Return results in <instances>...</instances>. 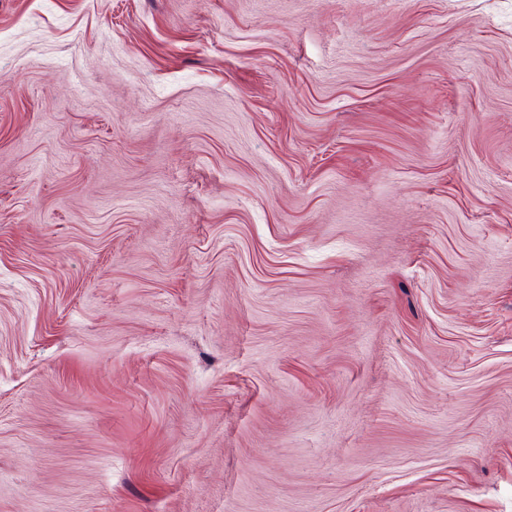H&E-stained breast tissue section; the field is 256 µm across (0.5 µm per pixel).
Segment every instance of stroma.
Wrapping results in <instances>:
<instances>
[{"label":"stroma","mask_w":512,"mask_h":512,"mask_svg":"<svg viewBox=\"0 0 512 512\" xmlns=\"http://www.w3.org/2000/svg\"><path fill=\"white\" fill-rule=\"evenodd\" d=\"M0 512H512V0H0Z\"/></svg>","instance_id":"stroma-1"}]
</instances>
